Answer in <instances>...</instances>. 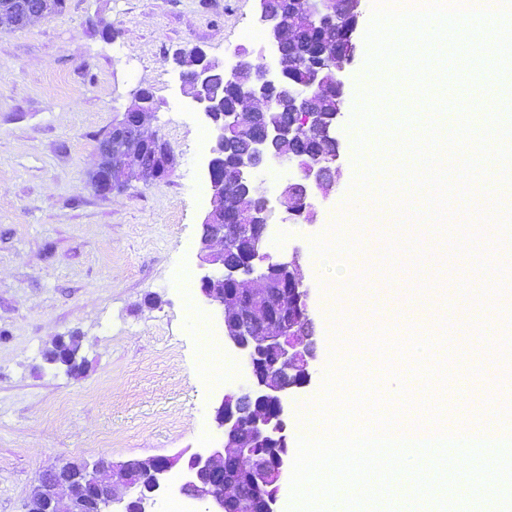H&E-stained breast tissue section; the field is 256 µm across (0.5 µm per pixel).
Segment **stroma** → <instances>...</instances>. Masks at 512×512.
Instances as JSON below:
<instances>
[{"instance_id":"35a3bbf8","label":"stroma","mask_w":512,"mask_h":512,"mask_svg":"<svg viewBox=\"0 0 512 512\" xmlns=\"http://www.w3.org/2000/svg\"><path fill=\"white\" fill-rule=\"evenodd\" d=\"M108 27L115 38H106ZM259 28L255 0H67L62 14L0 29V512H22L42 473L69 459L169 456L221 443L213 408L228 386L214 382L200 361L196 313L207 307L198 289L182 286L183 277L202 273L199 240L209 198L196 187L205 181L208 125L183 97L169 60L199 47L229 63L240 46L260 59L263 41L246 37ZM366 54L358 42L340 75L341 171L318 222L272 214L287 238L270 250L299 248L318 336L311 381L289 395L288 426L296 428L299 412L314 410L330 364L359 355L362 338L378 326L355 314L333 325L327 283L342 270L354 289L386 283L391 294L380 307L395 342L404 345L415 335H437L436 311L450 304L449 289H475L486 300L466 327L483 348L463 370L445 357L459 386L450 395L432 392L441 423L458 427L482 408L484 393L512 384V365L489 344L512 328V269L489 275L493 238L461 246L463 230L478 218L465 199L453 201L447 256L432 253L441 226L425 218L419 199L412 220L417 246L384 240L377 256L361 236L341 261L322 270L314 265L311 240L345 220L357 174L350 122L359 86L373 81ZM142 89L157 104L147 131L169 145L176 170L150 185L98 194L88 183L97 141ZM424 293L434 308L420 307ZM335 333L343 339L336 347ZM73 334L87 361L79 378L42 360L52 342ZM394 362L407 388L389 409L430 425L412 363L400 355Z\"/></svg>"}]
</instances>
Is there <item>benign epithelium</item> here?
<instances>
[{
  "label": "benign epithelium",
  "mask_w": 512,
  "mask_h": 512,
  "mask_svg": "<svg viewBox=\"0 0 512 512\" xmlns=\"http://www.w3.org/2000/svg\"><path fill=\"white\" fill-rule=\"evenodd\" d=\"M259 21L263 26L270 62L255 67L247 53L236 51L231 67L225 62L203 55L192 73L174 63L182 79L181 90L198 106L213 133L206 164L210 206L202 222L201 251L210 265L199 277L203 299L223 315L224 340L243 358L247 381L236 390L225 393L213 410L216 427L222 430V445L193 452L185 461L180 457H143L137 459L139 472L149 476L151 495L138 499V512L161 488L163 476L174 468L181 469L187 480L180 492L204 507L203 512H227V505L239 495L234 480L224 476V463L250 457L253 445L269 447V462L255 467L256 479L271 485L261 495L259 512H278L288 457V391L311 379V368L318 360V343L310 318V291L302 276L295 278L296 287L288 289L290 306L301 313L297 322L286 319L281 328L256 335L245 321V310L233 315L224 305V279L258 280L262 274L252 265L229 266L224 260V237L249 240L251 253L260 263L283 272L300 268L298 255H273L266 249L271 210L264 208L259 218L234 217V226L224 234V177L219 165L224 148L232 136L246 139L247 151L229 171L236 189L261 191V176L272 163L280 164L284 177L278 184L276 201L293 217L298 214L307 224L317 221L321 202L335 187L336 162L339 153L312 151L304 148L305 140L314 139L330 148L338 145L336 120L345 107L344 85L338 78L345 61L338 58L329 36L341 32L354 55L353 34L357 28L361 0H343L342 8L335 0H291L289 8L281 0H257ZM307 26L323 32L322 57L308 66L304 80L294 86L284 82L287 54L296 53L295 33ZM224 74L237 85L239 104L224 108V101L212 89L213 75ZM334 95V113L326 117L317 105V97L325 90ZM287 103L288 117L274 123L254 126L251 116L267 112L274 100ZM155 110L150 94L137 92L134 102L104 133L97 167L90 172L93 190L109 195L137 181L150 184L169 177L174 171L173 154L158 153L160 140L147 136L144 126ZM296 146L289 154L274 152L283 140ZM300 199L302 209L295 207ZM133 475L128 462L110 459L69 470L57 466L46 470L37 488L40 512H60L59 502L68 501L67 512H128L132 503Z\"/></svg>",
  "instance_id": "1"
}]
</instances>
